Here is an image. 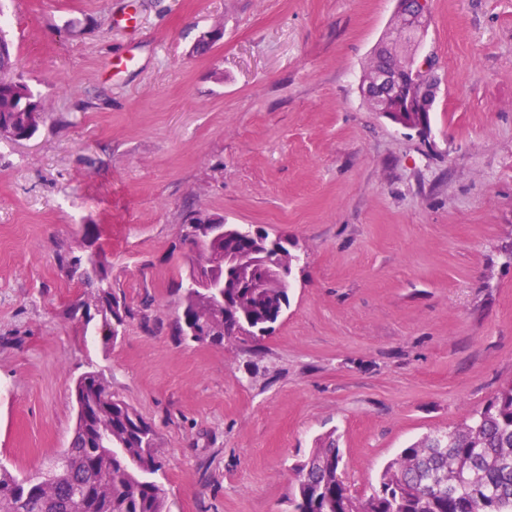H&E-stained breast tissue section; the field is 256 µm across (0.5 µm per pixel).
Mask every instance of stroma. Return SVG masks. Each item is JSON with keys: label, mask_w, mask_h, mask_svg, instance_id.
I'll list each match as a JSON object with an SVG mask.
<instances>
[{"label": "stroma", "mask_w": 512, "mask_h": 512, "mask_svg": "<svg viewBox=\"0 0 512 512\" xmlns=\"http://www.w3.org/2000/svg\"><path fill=\"white\" fill-rule=\"evenodd\" d=\"M396 5L0 0L46 104L0 140V464L51 469L95 370L156 430L170 512H291L317 437L366 494L512 382V0H428L426 139L361 92ZM192 211L299 258L258 349L175 334ZM96 239L141 313L113 342L68 319L84 290L55 261Z\"/></svg>", "instance_id": "stroma-1"}]
</instances>
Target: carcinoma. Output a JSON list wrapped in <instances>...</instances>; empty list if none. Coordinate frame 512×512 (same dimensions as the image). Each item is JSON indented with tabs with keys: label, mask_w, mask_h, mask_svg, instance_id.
<instances>
[{
	"label": "carcinoma",
	"mask_w": 512,
	"mask_h": 512,
	"mask_svg": "<svg viewBox=\"0 0 512 512\" xmlns=\"http://www.w3.org/2000/svg\"><path fill=\"white\" fill-rule=\"evenodd\" d=\"M388 41L391 48H380L374 64L394 67L412 50L399 31H391ZM0 44V139L16 141L36 132L44 105L22 77H3L14 61L1 29ZM204 224L224 230L222 244L195 233ZM182 237L190 248L183 255L187 273L179 285L177 335L194 343H239L246 328L253 345H260L288 309L289 295L286 287L260 297L249 288L224 287V251L250 249L252 228L193 213L184 220ZM56 264L87 289L70 317L93 309L109 326L110 339H117L118 327L135 311L112 286L105 249L99 245L83 257L61 250ZM72 393L76 426L59 465L40 479H19L1 465L0 512H170L157 479L154 427L112 395L99 372L83 373ZM342 461L331 433L293 466V512H512V383L461 424L401 449L366 495L353 494L342 480Z\"/></svg>",
	"instance_id": "carcinoma-1"
}]
</instances>
